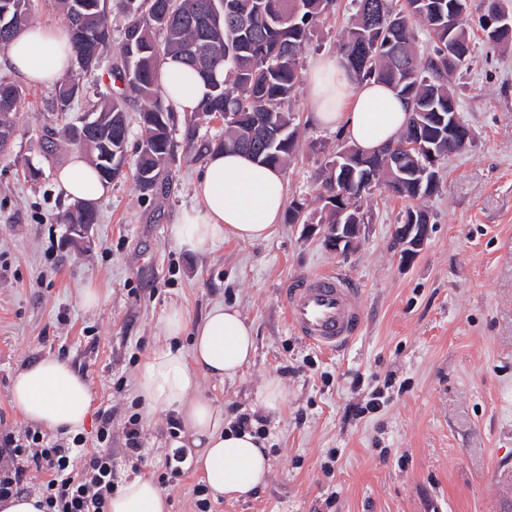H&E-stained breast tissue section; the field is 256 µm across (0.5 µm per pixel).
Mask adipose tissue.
Returning <instances> with one entry per match:
<instances>
[{
  "label": "adipose tissue",
  "mask_w": 512,
  "mask_h": 512,
  "mask_svg": "<svg viewBox=\"0 0 512 512\" xmlns=\"http://www.w3.org/2000/svg\"><path fill=\"white\" fill-rule=\"evenodd\" d=\"M72 49L68 34L41 25L30 27L8 47L13 73L30 85L50 86L67 75ZM165 104L192 114L205 93L198 74L170 63L160 72ZM312 118L320 126L340 130L350 144L371 152L396 141L409 119L410 106L390 86L373 79H352L338 56L319 59L309 77ZM56 184L71 201L94 203L107 192L92 163L80 152L56 173ZM194 205L183 211L172 229L176 242L205 251L214 242L261 241L281 221L287 198L283 171L233 151H212L193 185ZM191 335V350L177 340ZM165 346L142 360L136 389L153 409L179 416L197 447V468L212 496H251L269 475L262 438L250 429L228 428L223 409L194 397L200 375L234 379L255 354L252 326L232 305H214L194 326L187 327L181 309L172 308L161 329ZM11 400L23 417L51 432L75 434L87 421L91 393L82 374L55 357L24 366L13 377ZM108 512H169L166 496L150 478L136 477L112 495Z\"/></svg>",
  "instance_id": "adipose-tissue-1"
}]
</instances>
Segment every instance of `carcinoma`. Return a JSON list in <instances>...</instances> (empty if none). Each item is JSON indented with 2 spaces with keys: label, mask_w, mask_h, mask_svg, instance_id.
<instances>
[{
  "label": "carcinoma",
  "mask_w": 512,
  "mask_h": 512,
  "mask_svg": "<svg viewBox=\"0 0 512 512\" xmlns=\"http://www.w3.org/2000/svg\"><path fill=\"white\" fill-rule=\"evenodd\" d=\"M74 49L75 73L55 86L52 110L63 120L41 135L42 150L54 156L56 141L85 151L107 184L132 176L144 193L162 180L173 159L171 111L160 94L159 72L168 62L195 70L207 87L190 122L203 117L224 120V139L214 150L259 155V162L284 168L296 150L298 130L291 111L300 82L299 55L313 35L316 21L333 9L334 0H224V12L208 11L212 0H120L126 18L117 59L110 64L113 85L97 92L89 109L90 122L68 119L84 95L83 77L96 74L112 53V27L103 22L106 0H56ZM355 18L342 36L341 51L358 79H376L408 100L412 112L460 111L448 71L468 66L474 59V31L467 18L478 13L484 42L512 45V27L486 28L483 17L508 9L504 0H355ZM19 19L0 25V49L31 25V0H0V18ZM424 27L431 49L421 54L415 46L414 25ZM460 46V55L448 65V43ZM28 92L8 76H0V150L17 131V121ZM143 102L142 139L136 158L128 161L127 108ZM395 148L387 144L368 154L353 144L339 150L365 158L370 171L385 176V157ZM390 193L405 200L424 201L438 191L417 190L412 179ZM97 214L70 208L62 224H94ZM311 221L307 206L291 203L288 223Z\"/></svg>",
  "instance_id": "obj_1"
}]
</instances>
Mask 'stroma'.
<instances>
[{"instance_id":"1","label":"stroma","mask_w":512,"mask_h":512,"mask_svg":"<svg viewBox=\"0 0 512 512\" xmlns=\"http://www.w3.org/2000/svg\"><path fill=\"white\" fill-rule=\"evenodd\" d=\"M354 11L353 0H338L319 20L300 55L304 71L339 53ZM475 51L477 63L454 78L474 139L441 162L439 189L425 202L430 235L407 260L394 240L406 203L383 188L364 198L369 222L346 255L285 222L259 242L229 239L203 254L179 247L172 228L193 203L204 146L224 135L223 121L201 119L191 131L179 113L175 156L157 190L116 179L97 204L90 243L70 246L57 221L69 203L54 176L72 150L59 144L49 159L34 141L54 124L52 89L29 87L0 155V427L23 436L12 378L56 357L89 382L85 435L100 412L112 414L117 483L159 478L173 444L169 414L140 403L139 365L163 345L171 308L192 325L224 303L251 323L256 354L234 379L201 378L198 393L224 407L225 423L258 416L271 471L253 496L211 499L210 512H512L497 494L512 484V50L479 40ZM292 110L299 138L284 172L288 198L316 213L327 156L342 137L311 122L306 84ZM31 167L38 179L27 177ZM325 271L354 281L362 301L360 331L338 352L291 331L283 307L287 284ZM89 284L99 293L92 307L81 302ZM271 379L284 398L265 414L260 392ZM376 396L380 409L355 414ZM136 412L144 456L133 468L122 430Z\"/></svg>"}]
</instances>
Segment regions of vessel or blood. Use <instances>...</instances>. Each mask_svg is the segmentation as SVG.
Wrapping results in <instances>:
<instances>
[{"label":"vessel or blood","instance_id":"obj_1","mask_svg":"<svg viewBox=\"0 0 512 512\" xmlns=\"http://www.w3.org/2000/svg\"><path fill=\"white\" fill-rule=\"evenodd\" d=\"M284 302L291 328L322 349L345 347L360 329L359 291L341 274L324 272L298 278L285 288Z\"/></svg>","mask_w":512,"mask_h":512}]
</instances>
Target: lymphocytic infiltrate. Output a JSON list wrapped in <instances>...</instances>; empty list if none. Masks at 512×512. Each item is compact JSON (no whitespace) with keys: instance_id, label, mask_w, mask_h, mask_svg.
I'll return each mask as SVG.
<instances>
[{"instance_id":"obj_1","label":"lymphocytic infiltrate","mask_w":512,"mask_h":512,"mask_svg":"<svg viewBox=\"0 0 512 512\" xmlns=\"http://www.w3.org/2000/svg\"><path fill=\"white\" fill-rule=\"evenodd\" d=\"M112 416L103 413L94 439L76 434L49 443L38 429L23 438L0 433V498L36 484L45 512H107L114 490Z\"/></svg>"}]
</instances>
